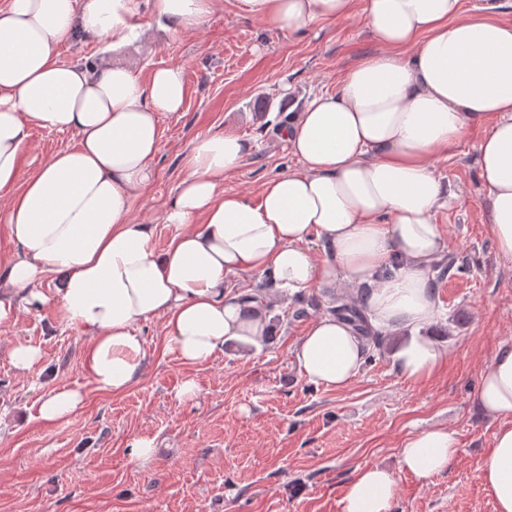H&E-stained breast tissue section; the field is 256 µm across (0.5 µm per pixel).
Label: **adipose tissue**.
Masks as SVG:
<instances>
[{
  "label": "adipose tissue",
  "instance_id": "adipose-tissue-1",
  "mask_svg": "<svg viewBox=\"0 0 512 512\" xmlns=\"http://www.w3.org/2000/svg\"><path fill=\"white\" fill-rule=\"evenodd\" d=\"M221 0H6L0 6V223L18 254L0 258V325L53 303L88 337L85 368L95 387L119 394L147 357L140 323L165 321V348L184 364L207 362L228 342L264 341L261 313L244 315L229 276L257 272L294 292L351 289L369 323L398 337L403 380L430 379L448 349L425 333L438 314L432 263L447 250L435 222L448 202L431 160L485 126L478 165L486 222L502 264L512 266V20L468 14L462 0H233L237 14L292 32L349 18L362 7L378 44L315 95L284 132L300 169L266 180L258 199L226 191L252 144L230 133L195 138L187 173L164 221L165 252L133 204L154 177L165 116L182 110L181 67L141 82L131 65L63 62L74 36L120 48L140 13L173 34L199 29ZM73 131L26 181L18 176L32 129ZM55 286L43 291L47 278ZM372 345L333 314L316 318L293 356L305 381L340 390ZM85 394L57 388L37 417L55 423L81 410ZM478 403L498 425L478 475L495 512H512V344L498 346L480 375ZM459 444L434 426L410 435L402 466L428 478ZM397 480L357 468L342 512H391Z\"/></svg>",
  "mask_w": 512,
  "mask_h": 512
}]
</instances>
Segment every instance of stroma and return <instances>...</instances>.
<instances>
[{"label": "stroma", "mask_w": 512, "mask_h": 512, "mask_svg": "<svg viewBox=\"0 0 512 512\" xmlns=\"http://www.w3.org/2000/svg\"><path fill=\"white\" fill-rule=\"evenodd\" d=\"M376 47L359 13L274 34L225 8L200 30L181 35L150 21L116 50L71 38L61 43L60 58L89 65L132 60L143 81L155 68L182 66L184 108L163 119L155 178L132 210L133 218L153 224L162 251L174 234L163 216L197 135L232 132L254 144L224 187L258 198L264 181L297 166L282 120L314 94L334 91L354 59ZM482 134L471 131L434 159L450 192L435 214L448 244L447 270L436 282L440 316L432 328L448 346V361L436 377L406 382L383 347L346 389L308 384L291 345L319 309H307L302 318L293 312L311 300L331 306L347 293L291 296L254 272L231 276L229 284L275 300L281 321L268 341L231 344L187 366L165 352L162 320L142 323L144 369L117 395L97 390L88 376L87 337L80 329L50 306L23 312L0 326V512H341L355 468L375 464L396 474L393 512H495L477 463L497 422L480 410L476 394L495 348L512 343V268L500 264L486 226L477 165ZM30 140L26 176L33 162L75 146L78 136L36 128ZM19 343L41 349L33 372L10 362ZM189 379L197 389L186 399L179 392ZM64 386L83 390V408L54 424L39 422L38 398ZM434 425L454 432L459 451L444 472L421 479L402 468L400 451L410 434ZM137 438L153 443L147 462L127 452Z\"/></svg>", "instance_id": "1"}]
</instances>
